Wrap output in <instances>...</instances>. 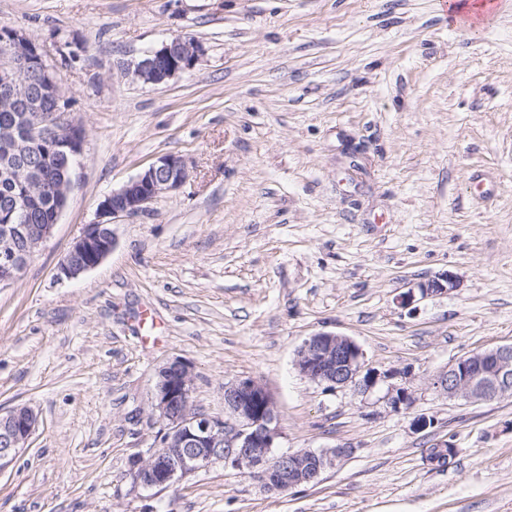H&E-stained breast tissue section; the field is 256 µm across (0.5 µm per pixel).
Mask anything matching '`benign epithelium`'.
Instances as JSON below:
<instances>
[{"instance_id":"obj_1","label":"benign epithelium","mask_w":512,"mask_h":512,"mask_svg":"<svg viewBox=\"0 0 512 512\" xmlns=\"http://www.w3.org/2000/svg\"><path fill=\"white\" fill-rule=\"evenodd\" d=\"M200 46L191 37L178 36L146 52L130 63L133 75L145 84L162 85L191 68ZM171 59L165 71L154 69L150 59ZM41 74L39 94L54 99L52 125L57 134L49 137L34 124L33 94L24 84L32 70ZM0 101L30 113L31 138L18 144L21 154L33 145H43L44 155L61 148L73 156L81 153L85 139L82 125L70 118V101L55 71L43 60L39 48L20 28L6 26L0 34ZM20 171L26 184L43 185L40 166L22 160ZM189 171L185 161L174 154L158 157L136 177L105 197L99 205L102 220L88 224L73 243L60 265V276L73 280L99 266L112 252L116 236L113 223L146 212L161 195L180 189ZM16 224L0 227V288L24 275L29 259L51 235V224H28L19 213ZM453 287L446 274L418 285L420 294H443ZM295 366L308 379L330 389L354 385L368 392L387 373L367 366L361 348L350 338L319 332L298 349ZM193 375L189 365L175 359L158 371L152 408L163 424L161 451L132 462L133 483L145 489H166L215 461L242 470L264 488L285 491L314 482L326 468L351 453V446L339 445L327 451L298 450L278 453L281 430L273 397L253 378H241L224 385L222 417L196 411L191 404ZM433 387L450 398L486 402L512 396V343L464 356L434 376ZM36 426V415L27 406L0 413V472L25 448Z\"/></svg>"}]
</instances>
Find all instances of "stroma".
<instances>
[{
	"instance_id": "35a3bbf8",
	"label": "stroma",
	"mask_w": 512,
	"mask_h": 512,
	"mask_svg": "<svg viewBox=\"0 0 512 512\" xmlns=\"http://www.w3.org/2000/svg\"><path fill=\"white\" fill-rule=\"evenodd\" d=\"M0 23L40 48L86 131L51 236L0 288V409L38 417L0 473V512H512V397L431 385L512 343V0L475 32L441 0H0ZM177 35L201 48L192 69L160 86L124 74ZM168 153L187 182L60 278L100 202ZM442 273L448 293L401 303ZM318 332L352 338L385 380L300 374ZM176 358L196 410L223 416L225 383L251 377L279 452L351 454L281 493L220 461L136 487ZM442 439L456 454L439 468L426 450Z\"/></svg>"
}]
</instances>
